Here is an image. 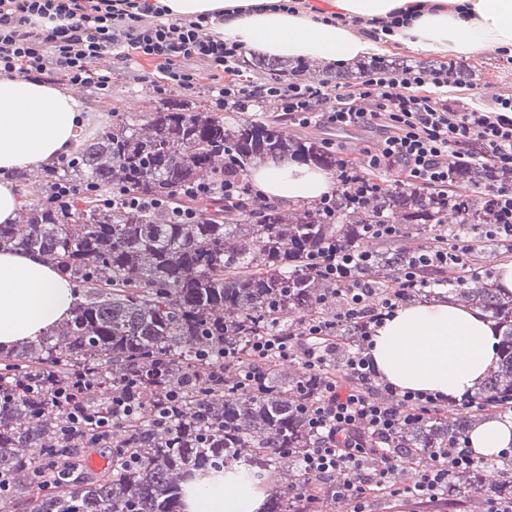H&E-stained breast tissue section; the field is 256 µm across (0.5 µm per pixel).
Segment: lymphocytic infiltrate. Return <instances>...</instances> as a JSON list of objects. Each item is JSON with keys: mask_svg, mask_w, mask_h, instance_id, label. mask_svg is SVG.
I'll return each mask as SVG.
<instances>
[{"mask_svg": "<svg viewBox=\"0 0 512 512\" xmlns=\"http://www.w3.org/2000/svg\"><path fill=\"white\" fill-rule=\"evenodd\" d=\"M134 55L157 63L153 86L161 95L171 87L195 93L199 79L190 63L200 59L224 74L212 89L216 110H239L266 98L303 128L314 122L339 130L380 127L384 138L365 160L374 172L395 169L405 181L444 188L459 159L496 170L499 179L484 193L495 219L486 235L512 243L511 97H499L491 110L453 106L436 95L449 83L444 68L429 76L410 68L399 74L373 71L348 86L297 78L257 84L240 79L241 48L210 34L206 18L168 20L156 0H0V76L40 74L54 64L72 85L104 95L112 87V71L99 67V60L125 62ZM473 254V243L465 240L451 249H423L397 286L378 296L365 279L369 254L329 244L313 261L321 279L343 298L335 316L310 322L292 336H261L249 344L253 360L275 356L302 367L298 388L313 443L301 464L320 488L316 495L304 493L305 512H324L328 500L344 512H368L379 492L405 504L436 502L454 477L481 464L466 437L457 435L447 447L428 449L415 482L401 484L399 475L410 463L399 450L401 431L451 403L432 393L399 391L377 375L368 354L376 328L424 287L421 269L469 271ZM345 327L355 328L357 348L340 360L338 333ZM81 388L78 381L58 386L55 402L68 411L72 429L97 448L108 437L111 415L91 412Z\"/></svg>", "mask_w": 512, "mask_h": 512, "instance_id": "obj_1", "label": "lymphocytic infiltrate"}]
</instances>
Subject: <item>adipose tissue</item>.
<instances>
[{"label": "adipose tissue", "mask_w": 512, "mask_h": 512, "mask_svg": "<svg viewBox=\"0 0 512 512\" xmlns=\"http://www.w3.org/2000/svg\"><path fill=\"white\" fill-rule=\"evenodd\" d=\"M169 18L210 17L213 32L245 51L347 65L399 43L449 56L512 48V0H325L318 13L282 0H161ZM84 119L72 92L38 78L0 77V172L50 167L69 153ZM265 197L312 201L334 189L331 175L293 163L250 173ZM79 300L69 280L39 257L0 250V348L33 339L67 319ZM380 378L402 391L448 399L471 394L498 362L495 328L454 299L404 305L375 331L369 350ZM475 454L512 449V419L487 418L468 437ZM251 496L223 481L195 486L186 512H252Z\"/></svg>", "instance_id": "adipose-tissue-1"}]
</instances>
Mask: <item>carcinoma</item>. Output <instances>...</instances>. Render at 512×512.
<instances>
[{"instance_id":"obj_1","label":"carcinoma","mask_w":512,"mask_h":512,"mask_svg":"<svg viewBox=\"0 0 512 512\" xmlns=\"http://www.w3.org/2000/svg\"><path fill=\"white\" fill-rule=\"evenodd\" d=\"M252 70L286 78L346 84L369 66L331 72L309 62L260 57ZM112 127L82 143L76 153L33 175L40 186L13 224H0V248L36 253L53 264L84 300L63 323L33 342L0 351V474L6 495L37 491L32 512H186L189 485L221 477L224 483L267 485L277 464L298 462L312 438L299 406V378L281 380L282 360L261 367L264 383L238 390L241 368L228 370L224 352L240 351L257 336H288L304 321L336 309L332 285L320 279L310 257L334 241L371 254L367 277L376 293L396 282L421 244L456 242V228L490 224L476 194L382 180L357 170L358 186L378 185L377 196L350 202L342 195L327 216L316 204L263 207L243 197L227 206L217 198L184 203L196 220L175 224L166 207L131 209L112 203V188L143 201L168 203L189 183H222L256 162L301 161L334 170L338 156L316 138L299 137L271 123L236 125L204 111L169 105L132 121L112 113ZM494 172L462 164L451 185L481 189ZM94 184L83 206L50 201L58 184ZM369 224H402L409 233L393 249L366 236ZM417 236L423 243L411 244ZM429 288L450 287L458 300L486 313L499 337V362L470 396L464 412L428 416L407 428L402 445L415 451L443 448L469 432L473 417L491 401L512 399V296L501 295L482 266L423 274ZM80 374L85 400L109 411L112 399L133 394L136 411L114 419L109 466L97 477L60 482L40 466L68 457L79 462L83 440L63 439V413L49 387ZM178 409L159 424L167 394ZM512 493V465L493 462L453 481L448 496ZM294 495L267 494L259 512H303Z\"/></svg>"}]
</instances>
